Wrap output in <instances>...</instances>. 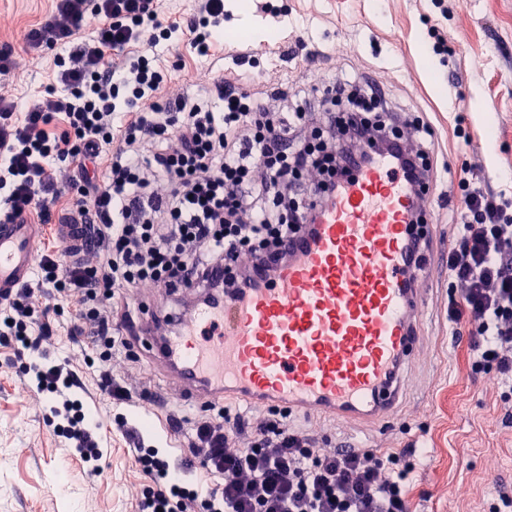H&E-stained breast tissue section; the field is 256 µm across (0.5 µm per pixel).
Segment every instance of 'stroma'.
<instances>
[{
  "instance_id": "obj_1",
  "label": "stroma",
  "mask_w": 512,
  "mask_h": 512,
  "mask_svg": "<svg viewBox=\"0 0 512 512\" xmlns=\"http://www.w3.org/2000/svg\"><path fill=\"white\" fill-rule=\"evenodd\" d=\"M280 24L259 13L253 0H226L224 28L247 60L225 59L250 87L271 95L286 85L305 92L345 74L383 90L385 107L416 113L430 122L437 145V183L427 215L439 268L426 274L421 344L405 370L395 415L381 423L331 415L295 414L293 425L311 429L332 445L381 449L413 446L410 493L419 512H490L501 486L512 484V426L486 375L473 373L466 338L448 327V203L460 190L450 171L475 168L493 188L512 192V0H448L439 19L430 0H282ZM51 0H0V44L20 45L25 30L44 21ZM448 36L447 56L429 54L422 38L433 24ZM183 70L171 86L211 78L210 67L189 47L161 50ZM465 138H458L457 129ZM20 361L0 347V512H128L127 491L142 483L126 454L117 424L118 405L95 413L110 457L93 475L57 448L49 394L28 405L13 398ZM158 406L141 417L144 435L160 449L179 439L166 430L161 403L181 407L187 418L201 410L194 397L166 373L147 368Z\"/></svg>"
}]
</instances>
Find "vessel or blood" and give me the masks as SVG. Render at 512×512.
<instances>
[{
	"mask_svg": "<svg viewBox=\"0 0 512 512\" xmlns=\"http://www.w3.org/2000/svg\"><path fill=\"white\" fill-rule=\"evenodd\" d=\"M419 197L382 152L336 193L273 280L234 295L197 300L177 331L153 333L149 314L136 341L201 403H250L339 417H387L418 346L424 305L409 287ZM41 227L0 222V300L27 283Z\"/></svg>",
	"mask_w": 512,
	"mask_h": 512,
	"instance_id": "obj_1",
	"label": "vessel or blood"
}]
</instances>
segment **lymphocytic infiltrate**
Returning a JSON list of instances; mask_svg holds the SVG:
<instances>
[{
	"instance_id": "obj_1",
	"label": "lymphocytic infiltrate",
	"mask_w": 512,
	"mask_h": 512,
	"mask_svg": "<svg viewBox=\"0 0 512 512\" xmlns=\"http://www.w3.org/2000/svg\"><path fill=\"white\" fill-rule=\"evenodd\" d=\"M91 34H83L84 26ZM189 46L224 62V0H198L183 20H166L162 0H52L21 51L0 49V82L22 60L49 62L53 87L28 107L0 92V220L81 227L78 255L42 251L35 281L0 302V346L29 359L16 398L32 390L79 391L64 399L67 440L99 470L100 439L89 404L149 409L127 355L134 319L123 299L139 288L231 290L272 277L288 245L309 234L342 182L372 151L396 149L399 170L427 195L435 179L432 128L378 111L376 84L342 78L326 98L339 110L270 108L225 71L171 94L159 45ZM75 197L63 198L62 187ZM450 212L448 324L466 331L470 368L502 389L512 420V197L459 180ZM72 319L61 329L58 315ZM67 332L103 361L94 377L63 360L47 363L48 340ZM178 432L169 457L124 429L127 454L146 483L133 512H416L407 450L332 447L287 418L236 405L210 407Z\"/></svg>"
}]
</instances>
